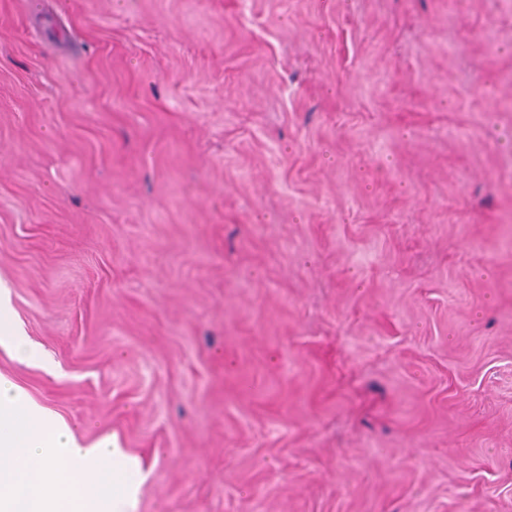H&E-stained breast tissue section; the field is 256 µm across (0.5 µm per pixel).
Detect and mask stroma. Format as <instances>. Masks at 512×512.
<instances>
[{
  "label": "stroma",
  "mask_w": 512,
  "mask_h": 512,
  "mask_svg": "<svg viewBox=\"0 0 512 512\" xmlns=\"http://www.w3.org/2000/svg\"><path fill=\"white\" fill-rule=\"evenodd\" d=\"M0 287L138 512H512V0H0Z\"/></svg>",
  "instance_id": "1"
}]
</instances>
